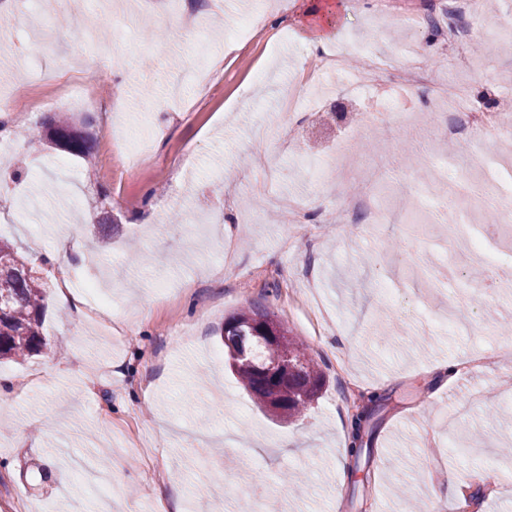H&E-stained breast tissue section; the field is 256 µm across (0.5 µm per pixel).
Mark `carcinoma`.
I'll return each instance as SVG.
<instances>
[{"instance_id": "carcinoma-1", "label": "carcinoma", "mask_w": 512, "mask_h": 512, "mask_svg": "<svg viewBox=\"0 0 512 512\" xmlns=\"http://www.w3.org/2000/svg\"><path fill=\"white\" fill-rule=\"evenodd\" d=\"M50 144L64 145L74 156L90 154L88 138L65 119L45 123L43 136ZM46 282L36 275L30 261L17 248L0 240V359L25 358L47 347L42 335V300ZM270 314L252 305L226 320L236 327L224 338L225 359H230L235 337L243 336L247 327ZM286 352L301 353L287 337L283 340L256 345L252 351L255 364L266 366L278 362ZM243 387L254 394L273 416L288 420L306 410L322 384L318 367L309 359L300 369L290 373L288 381L274 388L267 375L256 368H237Z\"/></svg>"}]
</instances>
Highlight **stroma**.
<instances>
[{"instance_id":"35a3bbf8","label":"stroma","mask_w":512,"mask_h":512,"mask_svg":"<svg viewBox=\"0 0 512 512\" xmlns=\"http://www.w3.org/2000/svg\"><path fill=\"white\" fill-rule=\"evenodd\" d=\"M318 2L310 14L302 0L261 12L256 0H55L49 12L0 0V89L23 109L0 135V239L48 284L47 349L0 362L18 387L0 399V512H22L25 497L45 512H165L173 489L183 512H455L462 495L472 512H512V426L494 418L512 409V291L483 287L466 245L493 229L488 251L512 264V238L496 208L462 231L439 212L447 196L512 195V140L489 137L462 180L448 161L468 151L465 133L425 143L360 121L391 103L432 121L428 86L397 82L417 58L433 81L467 84L477 106L512 97V44L491 37L453 58L413 20L442 17L445 0ZM176 10L192 32L162 25ZM228 15L251 22L253 42L227 49ZM323 31L340 66L320 81L306 61ZM201 41L202 86L185 77ZM373 53L395 68L356 87ZM78 80L98 90L96 107L56 101ZM296 87L303 105L278 112ZM58 112L88 132L91 161L28 147L24 133ZM59 156L65 168H45ZM365 194L373 214L346 221L342 200ZM299 197L320 200L319 219L294 223ZM25 201L54 221H18ZM186 201L204 226L172 221ZM61 249L63 267L49 260ZM62 272L77 293L100 280L111 305L54 304ZM253 304L325 375L297 420L261 411L207 359L225 319ZM341 336L353 354L337 351ZM479 354L493 364H474ZM352 387L370 411L357 456Z\"/></svg>"}]
</instances>
